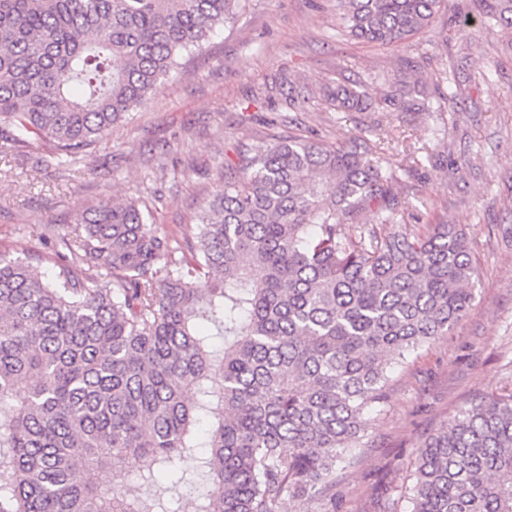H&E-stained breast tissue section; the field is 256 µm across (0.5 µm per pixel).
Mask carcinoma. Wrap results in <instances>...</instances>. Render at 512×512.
Masks as SVG:
<instances>
[{"mask_svg": "<svg viewBox=\"0 0 512 512\" xmlns=\"http://www.w3.org/2000/svg\"><path fill=\"white\" fill-rule=\"evenodd\" d=\"M236 2L0 0V153L36 138L72 164ZM444 2L336 0V22L393 45ZM479 2L486 30L512 27V0ZM329 96L370 107L352 86ZM404 169L278 138L240 152L180 239L140 202L102 199L60 236L53 279L0 254V512H180L131 479L182 483L202 423L193 512H283L329 491L389 373L472 300L466 233L398 221ZM409 480L410 512H512V391L426 437Z\"/></svg>", "mask_w": 512, "mask_h": 512, "instance_id": "1", "label": "carcinoma"}]
</instances>
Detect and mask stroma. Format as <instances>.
<instances>
[{
  "label": "stroma",
  "mask_w": 512,
  "mask_h": 512,
  "mask_svg": "<svg viewBox=\"0 0 512 512\" xmlns=\"http://www.w3.org/2000/svg\"><path fill=\"white\" fill-rule=\"evenodd\" d=\"M468 0H447L432 23L381 46L336 33V0H240L232 23L180 57L144 102L85 157L57 172L49 146L0 155V253L56 258L40 235L63 229L102 199L146 205L178 235L213 194L222 165L269 136L337 146L361 139L373 157L406 160L393 190L409 224H456L476 276L468 316L420 347L365 415L360 443L336 467L339 512H407L400 493L427 435L478 396L512 388V28L449 23ZM386 72L411 95L455 94L454 112H339L328 83L358 85L375 101Z\"/></svg>",
  "instance_id": "obj_1"
}]
</instances>
